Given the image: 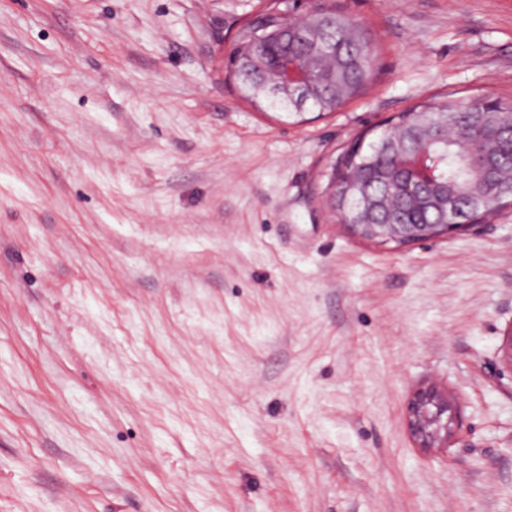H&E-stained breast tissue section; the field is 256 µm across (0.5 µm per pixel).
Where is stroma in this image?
<instances>
[{
    "instance_id": "1",
    "label": "stroma",
    "mask_w": 512,
    "mask_h": 512,
    "mask_svg": "<svg viewBox=\"0 0 512 512\" xmlns=\"http://www.w3.org/2000/svg\"><path fill=\"white\" fill-rule=\"evenodd\" d=\"M337 2L377 77L297 117L225 77L262 0H0V512H512V204L395 249L323 194L400 112L512 102V0ZM448 395L430 386L417 390L407 404V424L412 438L421 448H444L453 432V414L440 420L439 413L451 407ZM432 408L435 410L433 411ZM453 424V425H452Z\"/></svg>"
}]
</instances>
